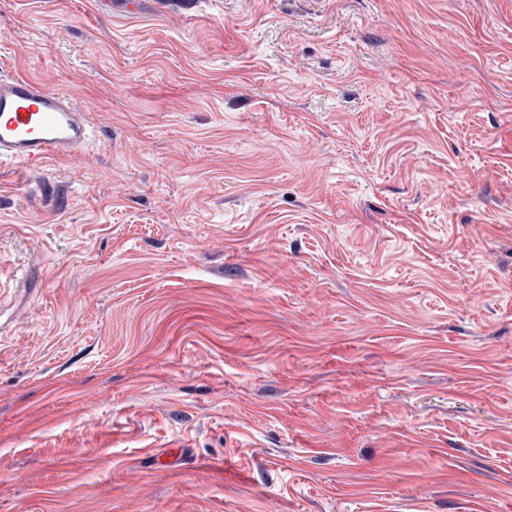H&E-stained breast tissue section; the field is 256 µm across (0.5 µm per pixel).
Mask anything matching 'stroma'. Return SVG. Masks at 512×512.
Here are the masks:
<instances>
[{
    "label": "stroma",
    "instance_id": "obj_1",
    "mask_svg": "<svg viewBox=\"0 0 512 512\" xmlns=\"http://www.w3.org/2000/svg\"><path fill=\"white\" fill-rule=\"evenodd\" d=\"M98 139L0 166V512H512V0H0Z\"/></svg>",
    "mask_w": 512,
    "mask_h": 512
}]
</instances>
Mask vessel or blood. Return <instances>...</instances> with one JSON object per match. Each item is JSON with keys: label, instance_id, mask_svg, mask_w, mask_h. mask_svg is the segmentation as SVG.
Wrapping results in <instances>:
<instances>
[{"label": "vessel or blood", "instance_id": "vessel-or-blood-1", "mask_svg": "<svg viewBox=\"0 0 512 512\" xmlns=\"http://www.w3.org/2000/svg\"><path fill=\"white\" fill-rule=\"evenodd\" d=\"M93 122L71 96L29 77L0 74V163L41 170L80 152Z\"/></svg>", "mask_w": 512, "mask_h": 512}]
</instances>
